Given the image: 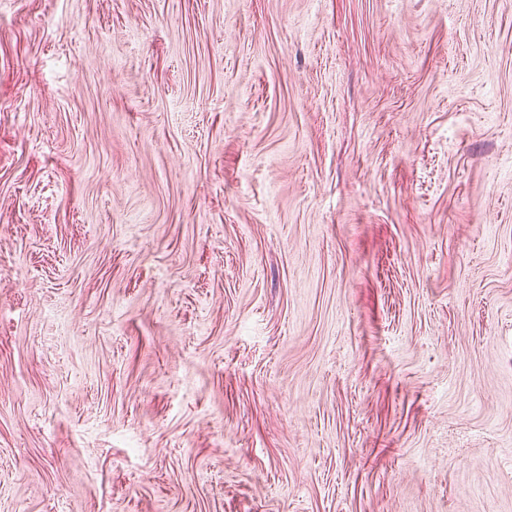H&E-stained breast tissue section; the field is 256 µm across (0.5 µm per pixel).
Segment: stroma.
<instances>
[{
  "mask_svg": "<svg viewBox=\"0 0 512 512\" xmlns=\"http://www.w3.org/2000/svg\"><path fill=\"white\" fill-rule=\"evenodd\" d=\"M0 512H512V0H0Z\"/></svg>",
  "mask_w": 512,
  "mask_h": 512,
  "instance_id": "1",
  "label": "stroma"
}]
</instances>
